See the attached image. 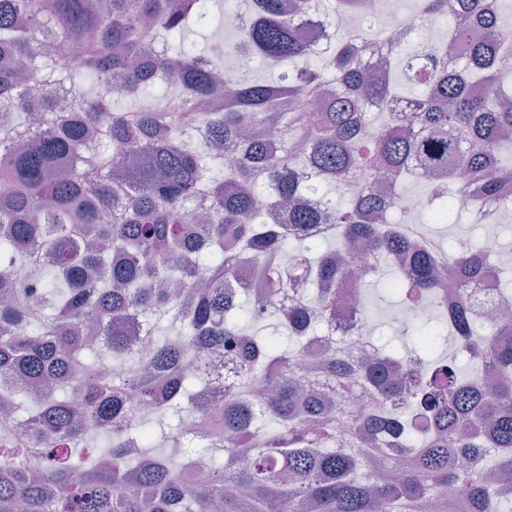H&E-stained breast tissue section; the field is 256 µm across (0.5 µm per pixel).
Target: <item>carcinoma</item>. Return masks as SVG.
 <instances>
[{"instance_id": "carcinoma-1", "label": "carcinoma", "mask_w": 512, "mask_h": 512, "mask_svg": "<svg viewBox=\"0 0 512 512\" xmlns=\"http://www.w3.org/2000/svg\"><path fill=\"white\" fill-rule=\"evenodd\" d=\"M244 2L239 42L200 47L212 0H0V512H512V344L478 334L468 285L512 295L462 241L448 303L446 252L349 187L414 178L453 224L512 185L498 0H420L453 45L486 35L396 40L382 78L361 39L298 27L374 0ZM253 52L291 67L226 83ZM249 263L266 287L236 283ZM374 279L435 304L413 348L304 367L337 291Z\"/></svg>"}]
</instances>
